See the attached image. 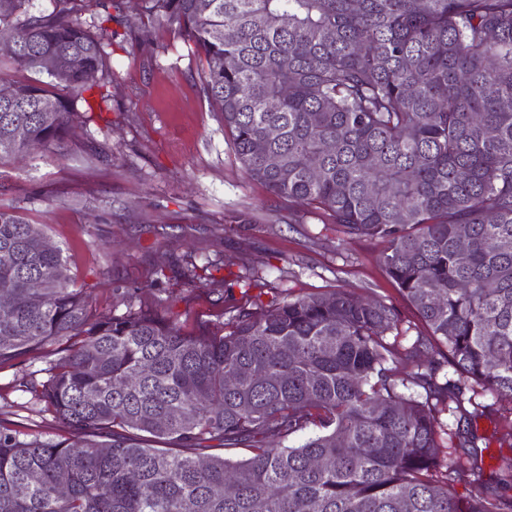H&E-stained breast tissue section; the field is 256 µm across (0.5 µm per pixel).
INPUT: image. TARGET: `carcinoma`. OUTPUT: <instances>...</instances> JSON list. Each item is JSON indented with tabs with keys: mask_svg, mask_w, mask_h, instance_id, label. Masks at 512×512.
<instances>
[{
	"mask_svg": "<svg viewBox=\"0 0 512 512\" xmlns=\"http://www.w3.org/2000/svg\"><path fill=\"white\" fill-rule=\"evenodd\" d=\"M29 2L0 0V60L38 74L0 98V166L84 122L106 52L82 13L117 6ZM146 2L203 54L245 173L384 243L426 334L395 346L396 309L338 289L269 306L245 291L227 321L191 332L147 305L103 316L45 225L0 206V367L45 351L29 392L72 432L0 425V512H512V456L484 494L457 495L484 474L481 437L448 432L443 451L436 415L448 402L477 416L468 381L512 400V0ZM181 276L216 282L190 255ZM396 364L423 399L398 393ZM235 448L251 455L225 457Z\"/></svg>",
	"mask_w": 512,
	"mask_h": 512,
	"instance_id": "obj_1",
	"label": "carcinoma"
}]
</instances>
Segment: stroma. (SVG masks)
I'll list each match as a JSON object with an SVG mask.
<instances>
[{"label": "stroma", "mask_w": 512, "mask_h": 512, "mask_svg": "<svg viewBox=\"0 0 512 512\" xmlns=\"http://www.w3.org/2000/svg\"><path fill=\"white\" fill-rule=\"evenodd\" d=\"M112 16L101 32L108 101L87 94L78 109L91 121L61 143L0 167V205L47 225L77 287L96 295L99 312L152 305L191 331L240 303L234 282L249 276L259 281L252 298L266 305L336 289L381 299L399 313L397 343L410 345L422 325L385 272L381 243L343 236L313 216L289 223L287 202L235 162L222 117L202 90L206 63L192 42L143 0H124ZM188 253L197 265L220 264L224 284L184 287L173 267ZM156 268L166 276L147 286ZM46 366L39 353L0 368V424L64 435L24 387ZM480 402L485 411L471 426L488 445L489 472L512 447L499 442L504 403L489 395Z\"/></svg>", "instance_id": "obj_1"}]
</instances>
